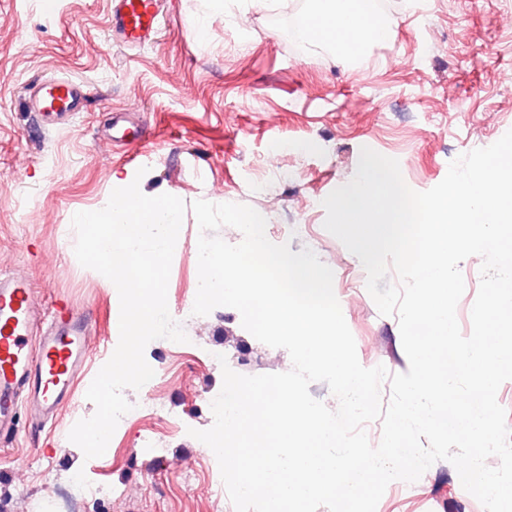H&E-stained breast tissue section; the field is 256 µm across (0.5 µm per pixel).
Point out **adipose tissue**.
<instances>
[{"label":"adipose tissue","instance_id":"1","mask_svg":"<svg viewBox=\"0 0 512 512\" xmlns=\"http://www.w3.org/2000/svg\"><path fill=\"white\" fill-rule=\"evenodd\" d=\"M367 0H310L295 21L298 33L316 46H329L346 53L361 52L385 38L390 19L369 11Z\"/></svg>","mask_w":512,"mask_h":512}]
</instances>
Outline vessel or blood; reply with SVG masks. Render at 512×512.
<instances>
[{
  "mask_svg": "<svg viewBox=\"0 0 512 512\" xmlns=\"http://www.w3.org/2000/svg\"><path fill=\"white\" fill-rule=\"evenodd\" d=\"M167 0H111V42L123 49L142 48L157 38ZM82 84L56 76L29 86L25 103L39 126L50 128L84 112ZM139 130L123 116L112 119L110 140L124 145ZM38 337L39 351L29 340ZM95 346L90 322L66 299L46 307L29 279L0 275V441L12 439L20 419L40 427L75 399V381L85 373Z\"/></svg>",
  "mask_w": 512,
  "mask_h": 512,
  "instance_id": "vessel-or-blood-1",
  "label": "vessel or blood"
}]
</instances>
